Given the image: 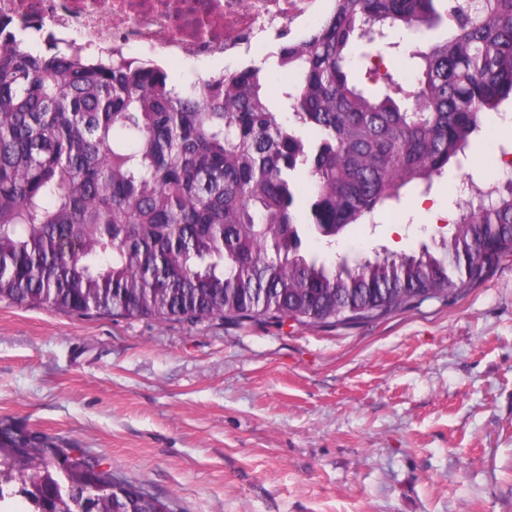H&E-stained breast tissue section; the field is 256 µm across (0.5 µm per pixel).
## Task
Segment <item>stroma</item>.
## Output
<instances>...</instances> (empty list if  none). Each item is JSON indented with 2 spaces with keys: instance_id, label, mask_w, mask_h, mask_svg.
Instances as JSON below:
<instances>
[{
  "instance_id": "1",
  "label": "stroma",
  "mask_w": 512,
  "mask_h": 512,
  "mask_svg": "<svg viewBox=\"0 0 512 512\" xmlns=\"http://www.w3.org/2000/svg\"><path fill=\"white\" fill-rule=\"evenodd\" d=\"M427 195L340 241L410 252L496 178L512 108ZM427 208H416L418 200ZM179 512H512V256L449 301L329 326L156 323L0 305V419Z\"/></svg>"
}]
</instances>
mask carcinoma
I'll return each mask as SVG.
<instances>
[{
	"label": "carcinoma",
	"mask_w": 512,
	"mask_h": 512,
	"mask_svg": "<svg viewBox=\"0 0 512 512\" xmlns=\"http://www.w3.org/2000/svg\"><path fill=\"white\" fill-rule=\"evenodd\" d=\"M405 86L373 95L371 50L405 28ZM25 34L0 46V304L122 319L332 324L448 300L512 255V178L466 203L434 247L333 259L336 235L462 166L482 115L512 100V0H335L231 75L157 67ZM295 74L282 111L269 68ZM322 237L326 256L305 241ZM31 512H173L104 460L0 420V503Z\"/></svg>",
	"instance_id": "cac0c4a2"
}]
</instances>
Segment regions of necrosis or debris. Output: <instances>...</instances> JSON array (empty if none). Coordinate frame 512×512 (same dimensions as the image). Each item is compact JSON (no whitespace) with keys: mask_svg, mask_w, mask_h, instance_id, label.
I'll return each mask as SVG.
<instances>
[{"mask_svg":"<svg viewBox=\"0 0 512 512\" xmlns=\"http://www.w3.org/2000/svg\"><path fill=\"white\" fill-rule=\"evenodd\" d=\"M334 0H0V20L57 37L83 34L91 57L140 66L174 60L242 64L288 37H301Z\"/></svg>","mask_w":512,"mask_h":512,"instance_id":"1","label":"necrosis or debris"}]
</instances>
